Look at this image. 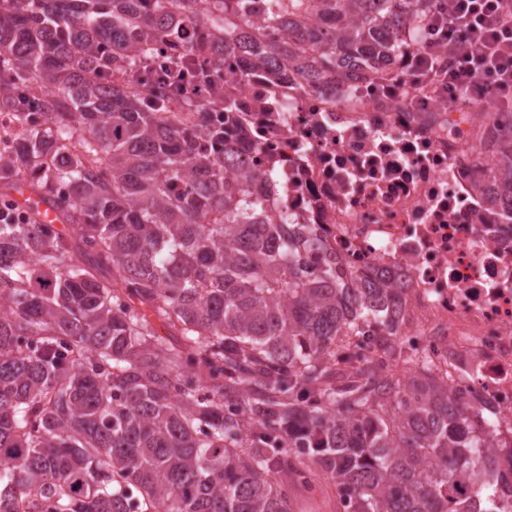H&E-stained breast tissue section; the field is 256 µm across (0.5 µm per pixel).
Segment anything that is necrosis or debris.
Returning <instances> with one entry per match:
<instances>
[{"mask_svg":"<svg viewBox=\"0 0 512 512\" xmlns=\"http://www.w3.org/2000/svg\"><path fill=\"white\" fill-rule=\"evenodd\" d=\"M177 58L187 70L206 51L162 45L136 88L151 94ZM404 60L332 89L271 78L232 50L208 82L181 83L192 112L179 127L214 123L231 99V130L259 170L279 166L270 207L314 225L319 249L346 275L389 273L401 289L397 343L428 357L449 385L475 392L501 437L512 436V224L489 179L492 126L413 90Z\"/></svg>","mask_w":512,"mask_h":512,"instance_id":"obj_1","label":"necrosis or debris"}]
</instances>
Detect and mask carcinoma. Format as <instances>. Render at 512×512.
I'll list each match as a JSON object with an SVG mask.
<instances>
[{
	"mask_svg": "<svg viewBox=\"0 0 512 512\" xmlns=\"http://www.w3.org/2000/svg\"><path fill=\"white\" fill-rule=\"evenodd\" d=\"M197 2L0 0V113L33 123L0 198L27 188L62 224L0 220V512H296L288 475L330 479L346 512H512V445L401 349L390 278L309 270L313 226L260 187L275 169L132 89L156 45L214 27ZM220 2L215 67L229 47L310 87L387 70L435 4L319 0L317 24L264 0L228 34L246 0ZM494 147L512 198V123ZM373 324L411 376L350 348Z\"/></svg>",
	"mask_w": 512,
	"mask_h": 512,
	"instance_id": "cac0c4a2",
	"label": "carcinoma"
}]
</instances>
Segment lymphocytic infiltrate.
<instances>
[{
    "mask_svg": "<svg viewBox=\"0 0 512 512\" xmlns=\"http://www.w3.org/2000/svg\"><path fill=\"white\" fill-rule=\"evenodd\" d=\"M428 41L407 56L420 85L512 106V0H436Z\"/></svg>",
    "mask_w": 512,
    "mask_h": 512,
    "instance_id": "f902f5d3",
    "label": "lymphocytic infiltrate"
}]
</instances>
